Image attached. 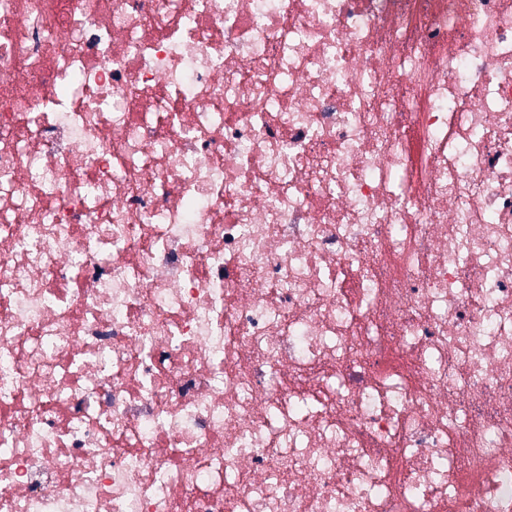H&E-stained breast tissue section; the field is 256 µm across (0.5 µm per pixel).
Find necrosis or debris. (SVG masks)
<instances>
[{"label":"necrosis or debris","instance_id":"1","mask_svg":"<svg viewBox=\"0 0 512 512\" xmlns=\"http://www.w3.org/2000/svg\"><path fill=\"white\" fill-rule=\"evenodd\" d=\"M0 512H512V0H0Z\"/></svg>","mask_w":512,"mask_h":512}]
</instances>
